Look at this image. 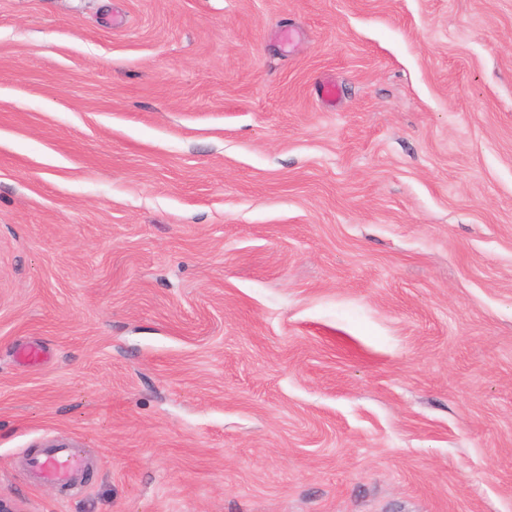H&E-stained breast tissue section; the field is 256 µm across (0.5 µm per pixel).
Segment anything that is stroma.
I'll use <instances>...</instances> for the list:
<instances>
[{
    "mask_svg": "<svg viewBox=\"0 0 512 512\" xmlns=\"http://www.w3.org/2000/svg\"><path fill=\"white\" fill-rule=\"evenodd\" d=\"M0 495L512 512V0H0ZM30 466L39 482L66 488L75 475L86 470L87 460L80 448L50 443Z\"/></svg>",
    "mask_w": 512,
    "mask_h": 512,
    "instance_id": "1",
    "label": "stroma"
}]
</instances>
